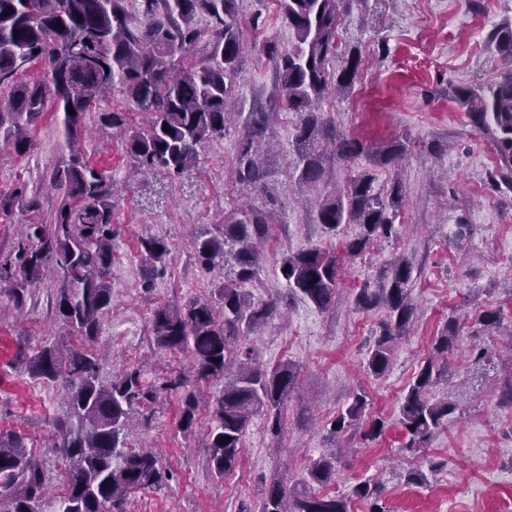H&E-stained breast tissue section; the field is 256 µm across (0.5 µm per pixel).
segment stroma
Wrapping results in <instances>:
<instances>
[{
	"mask_svg": "<svg viewBox=\"0 0 512 512\" xmlns=\"http://www.w3.org/2000/svg\"><path fill=\"white\" fill-rule=\"evenodd\" d=\"M237 7L242 54L236 107L242 116L261 107L270 113L261 145L263 188L240 183L233 171L241 120L229 125L224 137L206 143L192 175L175 182L141 172L111 127L100 122V112L119 111L128 125L146 126L147 114L127 108L120 93L86 119L82 147L114 180L117 235L112 308L98 343L101 374L111 378L129 364L149 378L188 370V356L156 348L150 318L155 309H175L208 293L214 275L190 260L186 235L223 223L225 211L247 200L268 215L272 234L261 247L258 275L245 289L252 299L280 301L279 316L248 341L260 364L272 368L289 362L298 379L281 408L283 434L273 436L265 416H254L236 470L221 479L209 469L202 432L210 423V387L200 393L201 429L188 438L177 430V401L161 399L152 426L138 428L130 442L155 448L178 478L159 492L132 493L128 512H260L261 489L300 482L326 452L331 420L357 393L366 396L365 410L340 439L346 452L326 492L349 495L367 481L380 484L388 512H512V403L500 398L504 385L512 384V338L502 334L512 326V190L491 188L489 180L500 167L491 139L448 97L450 87H487L512 70L489 40L493 31L512 24V0H351L343 13L328 68L338 69L354 50L362 58L360 74L348 95L326 98L319 110L337 136L361 142L366 153L348 162L326 153L325 165L335 178L318 184L312 194L334 195L358 171L370 172L377 186H384L391 172L368 152L401 139L407 143L400 166L406 198L396 238L346 260L336 297L324 309L289 296L276 270L284 253L342 248L358 227L346 224L330 234L302 199L293 167L301 116L280 107L276 73L264 54L268 43L286 48L294 41L280 0H238ZM61 122V114L44 112L29 129L30 150L0 160V204L21 185L38 203L33 211L20 206L0 211L1 257L12 252L24 225L49 222L61 202L50 185L65 150ZM146 234L165 237L171 248L168 273L156 277L148 292L137 257L138 240ZM399 255L414 265L416 314L409 333L394 344L389 370L375 378L366 362L384 314L356 307L354 297L374 286ZM52 286L51 278L43 277L18 318L8 313L9 296L0 297L7 310L0 316V432L18 433L36 450L57 491L63 476L49 447L50 420L66 410L63 390L33 381L14 362L18 351L34 354L63 330L49 306ZM493 307L503 312L497 329L478 322L479 314ZM452 316L460 339L449 354L436 353L435 339ZM475 347L488 350L489 361L473 362ZM429 359L440 371L432 396L455 398L459 405L426 447L414 452L406 448L401 408ZM376 421L385 428L372 440L367 433ZM411 469L425 475L424 484L407 483Z\"/></svg>",
	"mask_w": 512,
	"mask_h": 512,
	"instance_id": "1",
	"label": "stroma"
}]
</instances>
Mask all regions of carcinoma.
<instances>
[{
    "instance_id": "obj_1",
    "label": "carcinoma",
    "mask_w": 512,
    "mask_h": 512,
    "mask_svg": "<svg viewBox=\"0 0 512 512\" xmlns=\"http://www.w3.org/2000/svg\"><path fill=\"white\" fill-rule=\"evenodd\" d=\"M350 2L283 0V17L296 44L288 50L275 45L266 49L279 75L282 105L302 115L294 164L298 181L307 186L326 177L324 143L343 160L364 151L358 141L336 138L317 112L330 92L349 90L357 82L356 52L339 70H328L336 55L340 14ZM236 4L237 0H0V128L10 119L4 141L12 142L17 154L25 153L30 148L26 129L50 107L63 114L69 148L68 159L52 176L67 202L57 209L52 223L25 225L14 257L0 261V293L8 291L21 306L45 268H53L56 317L67 335L81 339L78 348L62 349L54 343L30 358L21 353L15 358L31 379L65 390L69 412L56 419L53 428L66 478L62 495L54 497L48 472L34 450L18 435L0 432V512H46L50 504L53 512H127L124 505L131 493L163 490L174 473L153 449L129 445L131 418L162 397H174L180 403L178 430L188 436L198 427L201 383L220 385L207 428L216 477L235 471L242 436L255 414L265 413L272 434H281V407L297 371L288 362L263 369L244 343L256 326L272 320L279 310V301L255 302L243 288L258 273L259 246L271 230L267 215L240 208L224 215V223L197 232L190 258L224 278L209 295L153 314L156 347L189 353L190 371L150 380L140 368L128 367L105 382L100 378L97 344L102 319L112 307L113 181L75 148L86 115L118 91L127 105L149 114L147 127L132 128L123 112L100 113L102 122L124 131L130 160L174 181L187 177L198 163L199 148L224 137L226 131L242 51ZM201 19L203 27L198 24ZM491 39L498 53L511 60L512 26L493 32ZM203 41L207 55L196 60ZM37 61L43 64L39 80L19 81ZM448 97L465 109L477 129L490 135L506 170L500 179L512 190V72L485 91L454 86ZM165 126L170 131L163 130ZM267 132V113L252 112L239 140L238 178L255 187L263 184L257 150ZM406 152L403 140L390 141L375 152V163L392 170L387 188H376L375 177L362 171L349 176L343 191L321 203L319 223L329 232L343 224L359 226L357 236L346 243L348 255L356 257L374 242L396 236L395 220L406 195L398 166ZM170 252L161 236H143L137 244V256L150 278L167 271ZM339 265L335 254L311 247L284 255L279 272L290 293L324 309L336 296ZM413 271V263L399 257L376 287L362 288L356 295L360 308L385 310L366 366L375 378L388 371L392 344L408 333L413 321ZM458 339L457 319L450 317L434 350L446 354ZM439 376L430 358L409 385L400 419L409 436L408 449L423 447L457 409L446 399L428 397ZM365 404V395H355L345 412L331 421L329 437L342 436L359 420ZM336 463V453L322 456L307 469L299 489L271 484L260 512H349L348 497L313 491L312 484L333 479ZM380 493L379 486L369 482L352 490V496L371 503L370 512H388L379 504Z\"/></svg>"
}]
</instances>
